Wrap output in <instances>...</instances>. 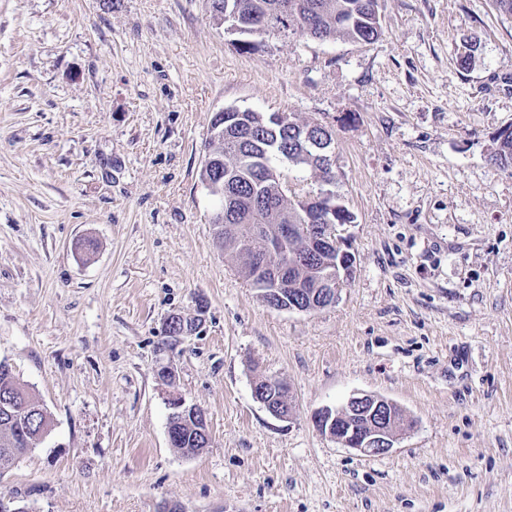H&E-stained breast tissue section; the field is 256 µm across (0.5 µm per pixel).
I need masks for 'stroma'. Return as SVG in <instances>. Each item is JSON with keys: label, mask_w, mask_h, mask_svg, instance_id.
I'll return each instance as SVG.
<instances>
[{"label": "stroma", "mask_w": 512, "mask_h": 512, "mask_svg": "<svg viewBox=\"0 0 512 512\" xmlns=\"http://www.w3.org/2000/svg\"><path fill=\"white\" fill-rule=\"evenodd\" d=\"M383 36L240 51L210 0H0V359L53 427L0 474L29 512H512V17L381 0ZM471 51L472 63L458 57ZM333 133L352 276L269 307L214 237V114ZM197 322L164 346L172 314ZM174 361L175 387L155 375ZM285 383L289 418L253 395ZM212 443L172 448L170 391ZM377 394L385 455L314 415Z\"/></svg>", "instance_id": "1"}]
</instances>
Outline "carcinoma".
Here are the masks:
<instances>
[{
    "instance_id": "cac0c4a2",
    "label": "carcinoma",
    "mask_w": 512,
    "mask_h": 512,
    "mask_svg": "<svg viewBox=\"0 0 512 512\" xmlns=\"http://www.w3.org/2000/svg\"><path fill=\"white\" fill-rule=\"evenodd\" d=\"M214 15L225 18L227 5H232L240 25L264 16L269 25L257 37L289 38L294 35L325 42L341 38L354 43L369 44L383 35L379 0H210ZM241 129L235 144L208 142L206 154L219 158L214 170L201 169L216 183L213 195L220 200L219 211L229 215L230 224H303L304 207L293 198H284V187L269 180L270 172L280 165L308 167L319 179L326 172L318 160L302 153V144L294 126L274 123L265 113L243 110ZM490 160L500 168H512V138L495 139ZM215 237L237 263L241 276L251 285L253 268L250 257L235 245L234 237L224 224L213 222ZM18 378L12 366L0 360V406L17 401L14 386ZM34 411L6 416L0 412V471L10 468L9 459H18L28 451L25 444L40 432L44 417L38 399L26 393ZM168 428L174 434V448L190 454L204 447L201 426L191 419L169 416Z\"/></svg>"
}]
</instances>
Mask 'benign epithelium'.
<instances>
[{
    "mask_svg": "<svg viewBox=\"0 0 512 512\" xmlns=\"http://www.w3.org/2000/svg\"><path fill=\"white\" fill-rule=\"evenodd\" d=\"M334 180L325 182L326 189L318 192L316 209L308 216V223L257 224L245 238L246 247L259 254L257 274L267 275L283 287L288 280L302 282L314 276V288L296 289V300L290 311L306 312L319 306L336 303L339 290L348 278L347 270H336L333 256L351 255L347 239L338 234L336 224V192L330 189ZM298 233L304 238L305 251H290L285 247L288 235ZM318 257L322 264L316 270L308 269L310 257ZM254 394L267 410L278 419L291 414L288 388L277 381L264 380L254 386ZM176 414L192 413L207 419L206 412L197 404H189L178 393L169 398ZM316 423L323 432L344 447L365 456L389 453L400 435L394 415V402L372 394L351 397L338 408H324L316 415Z\"/></svg>",
    "mask_w": 512,
    "mask_h": 512,
    "instance_id": "benign-epithelium-1",
    "label": "benign epithelium"
}]
</instances>
